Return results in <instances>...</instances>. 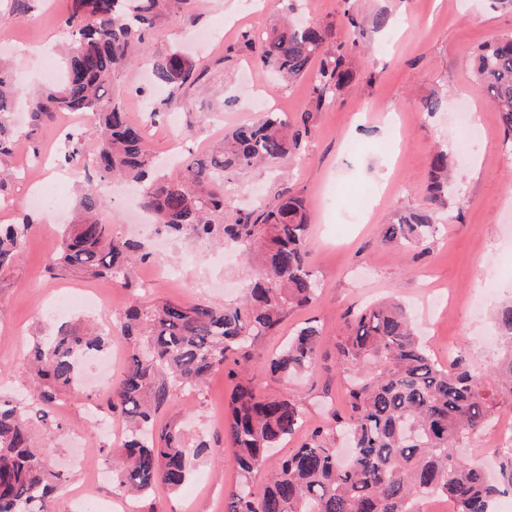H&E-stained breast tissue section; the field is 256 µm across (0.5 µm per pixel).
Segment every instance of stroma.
<instances>
[{"label":"stroma","instance_id":"35a3bbf8","mask_svg":"<svg viewBox=\"0 0 512 512\" xmlns=\"http://www.w3.org/2000/svg\"><path fill=\"white\" fill-rule=\"evenodd\" d=\"M303 21L329 29L334 40L348 39L344 11H352L364 31L365 52L353 53L351 84L312 115V132L302 153L275 171L255 169L227 181L225 218L255 198L273 199L285 182L310 201L309 250L320 292L310 306L289 311L277 330L259 339L242 366L260 391L297 399L307 426L326 423L330 409L341 406L344 387L336 379L338 336L347 313L392 297L409 306L423 340L440 363L466 356L470 365L490 372L497 357L489 346L497 336L494 312L512 301V154L502 148L498 114L477 90L466 49L512 32V9L497 0H308ZM298 0H194L182 15L160 18L151 30L148 51L158 57L174 50L189 53L202 71L195 85L184 86L177 99L176 121L160 119L149 127L147 151L173 153V139L206 153L235 129L257 120L261 109L298 119L312 105L307 80L274 83L257 67L243 45L245 32H260L290 14ZM70 0H34L29 12H0V39L27 46L24 54L0 50V61L14 65L22 95L20 106L50 88L41 76L45 65L62 68L60 48L70 40L62 25ZM387 13L390 23L376 28ZM149 62L124 65L112 80L111 95L124 103L132 122L142 120V78ZM439 95L445 108L421 112L422 99ZM470 112L482 133L468 152L457 154L454 197L441 215L440 229L416 248L402 250L380 241L382 225L421 206L428 194L429 156L434 146L455 151L461 136L457 114ZM82 125L85 146H94L92 124H80L77 113L64 112L46 121L33 139L48 160L44 185L63 184L59 208H32L35 221L24 251L9 272L0 275V396H27L32 379L29 347L36 339L66 324L79 333L104 328L106 320L132 302L233 304L240 300L259 270L258 260H222L221 247L183 234L172 238L156 225L139 223L140 200L122 195V182L99 184L103 217L115 233L133 236L176 268L178 278L163 279L156 263L136 265L129 287L109 277L79 271L55 277L45 261L59 245L63 225L77 220L84 174L59 165L63 124ZM492 292H482L485 281ZM95 291L99 310L82 307L64 313L51 302L65 293ZM311 322L323 333L317 374L277 381L268 373V358L294 331ZM83 373L89 386H77L58 403L55 420L33 422L32 444L48 453L61 472L56 492L65 512H222L224 491L238 479L229 462L203 457L195 461L196 490L157 486L146 499L117 494L112 479L96 481L107 469L104 449L117 447L116 437L100 429L106 383L94 361ZM231 385L215 371L202 391L175 393L160 412V425L186 426L191 438L225 447L224 414Z\"/></svg>","mask_w":512,"mask_h":512}]
</instances>
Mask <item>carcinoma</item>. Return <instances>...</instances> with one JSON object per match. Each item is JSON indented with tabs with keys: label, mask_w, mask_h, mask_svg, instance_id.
<instances>
[{
	"label": "carcinoma",
	"mask_w": 512,
	"mask_h": 512,
	"mask_svg": "<svg viewBox=\"0 0 512 512\" xmlns=\"http://www.w3.org/2000/svg\"><path fill=\"white\" fill-rule=\"evenodd\" d=\"M189 0H71L64 20L72 43L64 80L33 98L30 131L57 112L95 110L97 146L92 173L99 179H132L144 186L143 206L168 234L190 230L199 240L229 239L249 256L258 251L263 271L235 306L166 301L127 308L116 329L130 343L120 379L108 386L112 419L129 432L112 463L115 488L146 497L163 484L181 489L193 461L206 454L224 459L225 449L190 441L175 426L156 428V414L181 389L200 390L230 356L246 352L280 324L288 311L311 304L319 281L307 250L309 202L292 186L253 210H239L224 223V175L294 157L310 133L311 113L350 83L351 51L361 34L332 42L317 25L285 21L261 40L255 64L283 80L305 78L313 104L295 125L283 112H267L256 123L224 136L204 159L189 153L177 180L153 177L155 161L143 146L141 126L108 96L132 48L145 41L157 19L186 11ZM475 84L499 114L503 142L512 145V33L498 35L470 52ZM156 83L179 90L199 79L197 63L176 50L152 59ZM17 88L10 68L0 65V159L12 154L17 133L11 112ZM85 132L66 134L62 161L84 166ZM451 161L436 150L429 162L427 206L400 215L381 229L384 244H422L436 233L435 214L448 204ZM102 200L93 187L81 197L83 219L69 227L46 261L48 273L81 271L128 281L129 265L150 261L138 242L116 234L100 217ZM33 219L0 224V274L22 253ZM503 354L492 369L495 384L463 362L445 366L420 341L406 307L389 300L369 305L336 342V369L349 379L345 415L304 429L301 405L260 392L233 368L224 435L238 482L224 493V512H421L426 495L449 497L454 512H490L491 500L512 490V446L499 448L496 480L459 452L477 435L503 397L512 399V304L496 315ZM102 335L62 327L34 346L38 385L31 400L0 401V512H58L59 475L31 445L33 419L53 421L60 395L78 381L80 357L102 352ZM322 332L300 327L269 360L273 377L311 375L320 364ZM295 447L282 452L288 442ZM283 453L272 476L257 477L267 460Z\"/></svg>",
	"instance_id": "carcinoma-1"
}]
</instances>
